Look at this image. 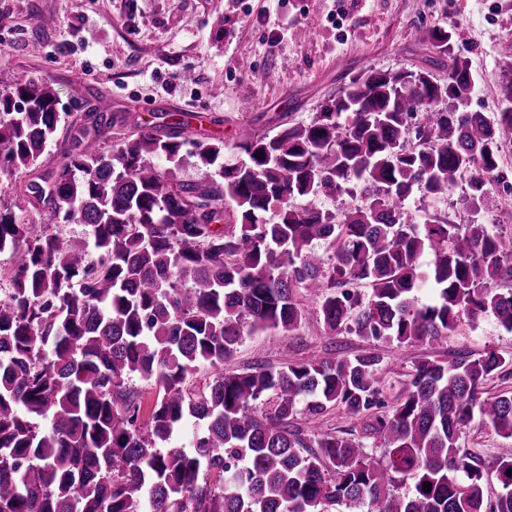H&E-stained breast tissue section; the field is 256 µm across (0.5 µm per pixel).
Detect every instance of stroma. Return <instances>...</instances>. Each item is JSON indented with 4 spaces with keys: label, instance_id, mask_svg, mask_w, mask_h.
<instances>
[{
    "label": "stroma",
    "instance_id": "stroma-1",
    "mask_svg": "<svg viewBox=\"0 0 512 512\" xmlns=\"http://www.w3.org/2000/svg\"><path fill=\"white\" fill-rule=\"evenodd\" d=\"M446 21L454 23L456 44L474 75L469 110L497 111L503 83L497 61L512 54V0H0V83L47 82L65 124L82 105L100 101L130 113V133L165 112L208 116L221 123L224 161L231 164L237 159L233 135L242 124L273 135L280 115L310 122L368 70L425 68L412 31ZM299 28L309 30V40L295 39ZM34 41L40 45L35 54L29 50ZM245 92L253 106L242 112L238 99ZM499 168L503 181L492 183L479 206H472L463 179L447 202L418 193L407 205L421 221L442 212L456 224L474 221L512 234V194L503 188L512 183V152L502 155ZM296 298L307 313L302 328L288 334L243 326L225 371L372 351L383 359V397L391 405L423 356L448 361L488 348L512 355V333L489 313L440 339L402 346L325 331L317 298L302 289ZM459 445L488 467L507 442L474 423Z\"/></svg>",
    "mask_w": 512,
    "mask_h": 512
}]
</instances>
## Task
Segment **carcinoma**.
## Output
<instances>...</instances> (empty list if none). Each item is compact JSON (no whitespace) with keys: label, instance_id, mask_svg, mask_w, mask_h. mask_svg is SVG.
<instances>
[{"label":"carcinoma","instance_id":"carcinoma-1","mask_svg":"<svg viewBox=\"0 0 512 512\" xmlns=\"http://www.w3.org/2000/svg\"><path fill=\"white\" fill-rule=\"evenodd\" d=\"M454 35L451 23L414 34L443 79L370 70L308 124L285 114L273 136L242 129L230 166L224 137L204 135L192 182L173 169L199 115L166 113L163 134L143 130L112 146L104 138L128 117L96 106L74 118L63 161L45 169L57 94L35 78L0 85V182L20 180L0 196V254L12 258L0 274V512H512V447L495 458L489 500L484 468L458 446L476 419L512 440V395L481 390L512 369L511 357L420 359L388 412L376 353L224 372L243 324L298 329L299 288L320 299L331 332L405 345L490 313L512 333V290L486 287L512 278V236L475 222L421 224L406 206L422 190L448 199L465 171L480 202L512 146V55L499 62L498 111L439 108L474 86ZM348 185L360 204L339 219L295 203ZM34 210L62 212L89 237L38 231ZM322 242L333 256L317 250ZM358 284L367 298L348 290ZM425 285L428 302L418 296ZM202 368L210 380L195 394L186 382ZM133 377L159 388L145 428ZM266 397L272 407L255 414ZM334 407L375 437L381 461L360 439L325 431L310 449L293 419L316 428ZM190 421L191 445H170Z\"/></svg>","mask_w":512,"mask_h":512}]
</instances>
